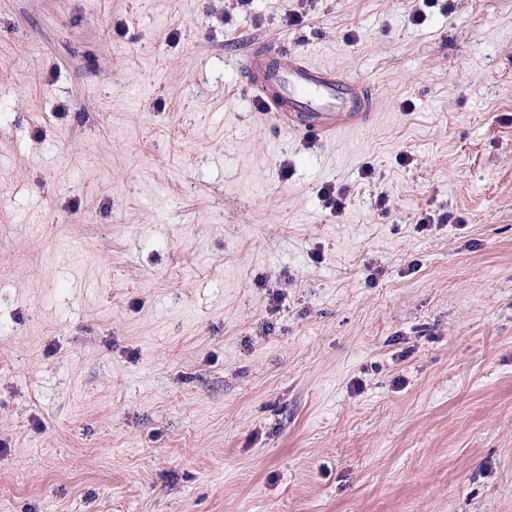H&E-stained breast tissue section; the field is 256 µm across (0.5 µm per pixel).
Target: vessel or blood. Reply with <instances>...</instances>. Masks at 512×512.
<instances>
[{"label":"vessel or blood","instance_id":"obj_1","mask_svg":"<svg viewBox=\"0 0 512 512\" xmlns=\"http://www.w3.org/2000/svg\"><path fill=\"white\" fill-rule=\"evenodd\" d=\"M248 92L263 114L304 138L332 139L356 133L376 116V100L364 83L288 48H255L243 65Z\"/></svg>","mask_w":512,"mask_h":512}]
</instances>
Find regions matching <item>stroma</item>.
Instances as JSON below:
<instances>
[{
    "label": "stroma",
    "instance_id": "stroma-1",
    "mask_svg": "<svg viewBox=\"0 0 512 512\" xmlns=\"http://www.w3.org/2000/svg\"><path fill=\"white\" fill-rule=\"evenodd\" d=\"M450 4L0 0V512H512V0ZM277 45L375 121L256 120Z\"/></svg>",
    "mask_w": 512,
    "mask_h": 512
}]
</instances>
